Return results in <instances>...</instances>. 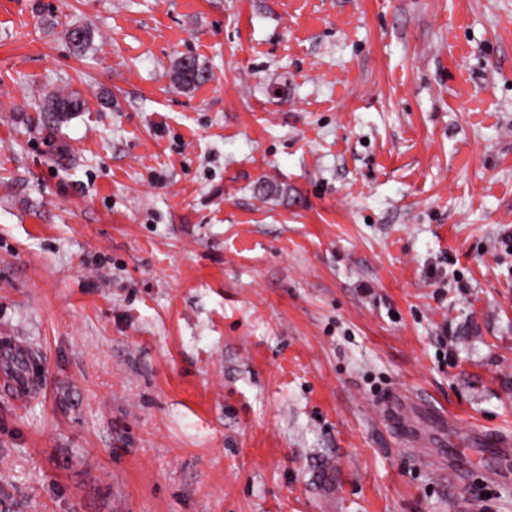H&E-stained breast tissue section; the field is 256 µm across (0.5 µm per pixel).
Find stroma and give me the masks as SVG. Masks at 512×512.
<instances>
[{"label":"stroma","mask_w":512,"mask_h":512,"mask_svg":"<svg viewBox=\"0 0 512 512\" xmlns=\"http://www.w3.org/2000/svg\"><path fill=\"white\" fill-rule=\"evenodd\" d=\"M2 336L0 512H512V0H0ZM174 79L184 88H190L208 80V70L194 57L179 59L174 66ZM83 108L84 100L78 94L55 93L47 97L43 112H52L56 119H66ZM14 349H5L2 351L5 362V381L4 387L12 391L13 389L26 391L30 385V374L28 372V365L31 359L28 353L24 350L19 342L13 340Z\"/></svg>","instance_id":"1"}]
</instances>
